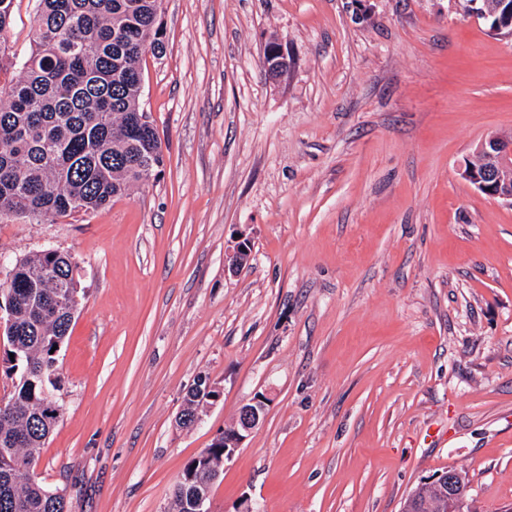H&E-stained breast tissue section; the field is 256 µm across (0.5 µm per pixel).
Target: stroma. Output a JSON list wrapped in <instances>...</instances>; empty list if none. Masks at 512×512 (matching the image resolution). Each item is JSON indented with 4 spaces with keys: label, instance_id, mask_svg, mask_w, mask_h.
I'll list each match as a JSON object with an SVG mask.
<instances>
[{
    "label": "stroma",
    "instance_id": "stroma-1",
    "mask_svg": "<svg viewBox=\"0 0 512 512\" xmlns=\"http://www.w3.org/2000/svg\"><path fill=\"white\" fill-rule=\"evenodd\" d=\"M352 2L162 0L158 176L101 212L0 218V283L49 246L79 266L33 471L72 512H168L258 394L212 512H401L448 468L477 512L512 507V206L459 175L512 132V40L463 0ZM38 6L15 0L10 50ZM274 38L294 59L276 81ZM201 379L221 397L180 427ZM288 63V52L281 43L271 41L265 46L262 64L271 79L276 80L287 73ZM251 259V243L243 235H239L236 238L233 252L228 257V268L233 272H237L249 265Z\"/></svg>",
    "mask_w": 512,
    "mask_h": 512
}]
</instances>
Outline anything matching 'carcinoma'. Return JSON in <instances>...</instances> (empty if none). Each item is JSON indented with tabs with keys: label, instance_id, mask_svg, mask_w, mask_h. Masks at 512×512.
Segmentation results:
<instances>
[{
	"label": "carcinoma",
	"instance_id": "cac0c4a2",
	"mask_svg": "<svg viewBox=\"0 0 512 512\" xmlns=\"http://www.w3.org/2000/svg\"><path fill=\"white\" fill-rule=\"evenodd\" d=\"M163 48L157 0H40L30 51L0 49V215L98 212L160 173L162 143L141 121L140 97L143 57ZM78 284L70 255L41 250L16 260L11 287H0L12 314L0 363L18 378L0 404V512H67L31 470L62 418L51 349L69 333ZM218 469L222 448L190 461L171 512H193ZM417 497L420 512H455L428 484Z\"/></svg>",
	"mask_w": 512,
	"mask_h": 512
}]
</instances>
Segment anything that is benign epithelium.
Listing matches in <instances>:
<instances>
[{
  "instance_id": "1",
  "label": "benign epithelium",
  "mask_w": 512,
  "mask_h": 512,
  "mask_svg": "<svg viewBox=\"0 0 512 512\" xmlns=\"http://www.w3.org/2000/svg\"><path fill=\"white\" fill-rule=\"evenodd\" d=\"M289 56L283 45L269 42L264 49L262 64L267 75L276 80L288 72ZM481 170L469 163L460 167V176L481 194L500 199L512 206V184L508 175L512 173V134L495 133L487 137L477 148ZM252 249L250 241L240 235L236 238L233 252L228 257V268L237 272L250 264ZM266 403L261 397H253L242 405L233 427L220 431L212 440L217 448H224V459L232 458L237 448L262 422Z\"/></svg>"
}]
</instances>
